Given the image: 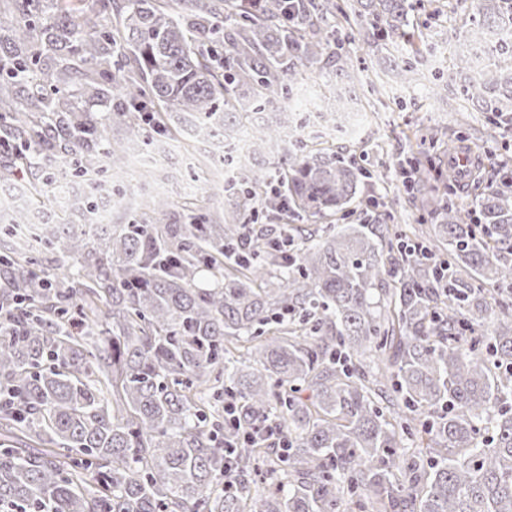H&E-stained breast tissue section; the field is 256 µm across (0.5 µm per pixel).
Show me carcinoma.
Masks as SVG:
<instances>
[{"label":"carcinoma","mask_w":512,"mask_h":512,"mask_svg":"<svg viewBox=\"0 0 512 512\" xmlns=\"http://www.w3.org/2000/svg\"><path fill=\"white\" fill-rule=\"evenodd\" d=\"M408 0H0V176L122 169L119 122L209 138L301 91L346 29L370 51ZM461 100L512 115V0H474ZM448 129L405 159L433 238L345 224L366 173L333 147L224 182V223L44 224L0 247V512H512V166L469 210ZM266 210L338 222L292 251ZM95 470L89 487L84 471Z\"/></svg>","instance_id":"1"}]
</instances>
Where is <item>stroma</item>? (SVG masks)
I'll use <instances>...</instances> for the list:
<instances>
[{"label": "stroma", "instance_id": "obj_1", "mask_svg": "<svg viewBox=\"0 0 512 512\" xmlns=\"http://www.w3.org/2000/svg\"><path fill=\"white\" fill-rule=\"evenodd\" d=\"M471 13L472 0H421L409 14L410 27L450 42L462 33ZM452 63L453 55L447 51L419 61V82L401 85L391 81L375 91L369 82H357L346 93L347 129L336 143L345 147L356 165L385 175L388 190L396 195L404 193L399 161L415 141L416 125L444 126L454 134L482 128L488 121L487 113L458 102V86L439 79V71ZM229 162L223 137L184 136L173 141L166 135L150 134L147 142L131 147L124 168L111 178L113 201L104 205L108 221L131 222L144 212L150 196L166 197L172 204L167 214L153 215L157 224L178 222L180 214L189 209L201 215L223 213L224 168ZM0 202L26 210L22 230L28 235L55 218L49 203L37 199L23 177L0 181Z\"/></svg>", "mask_w": 512, "mask_h": 512}]
</instances>
